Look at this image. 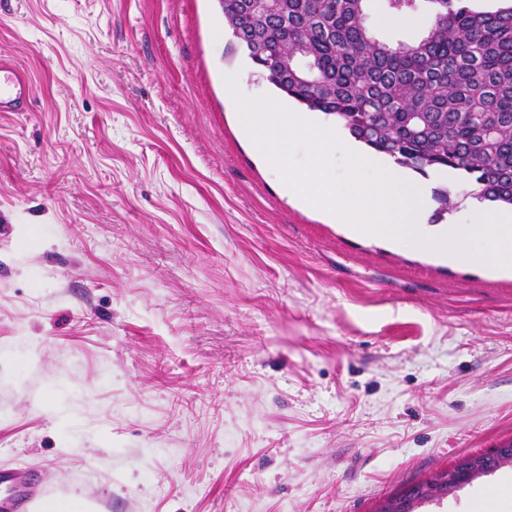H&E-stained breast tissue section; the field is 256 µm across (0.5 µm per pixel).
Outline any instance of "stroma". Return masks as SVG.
Returning <instances> with one entry per match:
<instances>
[{
  "mask_svg": "<svg viewBox=\"0 0 512 512\" xmlns=\"http://www.w3.org/2000/svg\"><path fill=\"white\" fill-rule=\"evenodd\" d=\"M232 42L217 0H0V464L98 512H376L512 439V271L288 197ZM416 512H512V465ZM29 102V83L12 64L0 58V112H25Z\"/></svg>",
  "mask_w": 512,
  "mask_h": 512,
  "instance_id": "stroma-1",
  "label": "stroma"
}]
</instances>
